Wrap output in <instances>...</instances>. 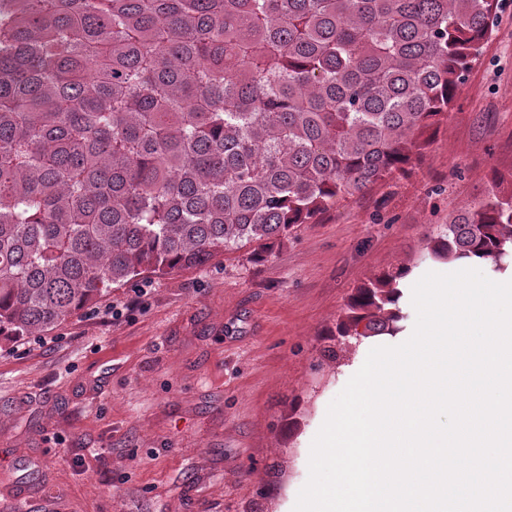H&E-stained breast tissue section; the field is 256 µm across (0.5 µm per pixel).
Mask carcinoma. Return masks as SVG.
<instances>
[{
	"label": "carcinoma",
	"mask_w": 512,
	"mask_h": 512,
	"mask_svg": "<svg viewBox=\"0 0 512 512\" xmlns=\"http://www.w3.org/2000/svg\"><path fill=\"white\" fill-rule=\"evenodd\" d=\"M499 0H0V341L410 173ZM436 257L512 254L491 177ZM386 273L356 306L400 294Z\"/></svg>",
	"instance_id": "cac0c4a2"
}]
</instances>
